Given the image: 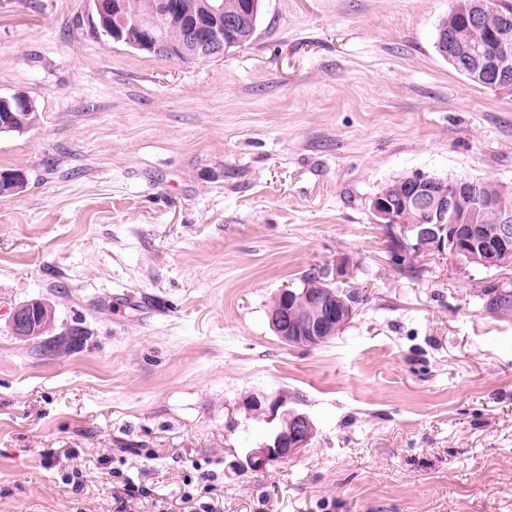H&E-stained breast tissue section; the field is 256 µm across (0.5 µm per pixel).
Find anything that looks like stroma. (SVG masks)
Here are the masks:
<instances>
[{
    "label": "stroma",
    "instance_id": "obj_1",
    "mask_svg": "<svg viewBox=\"0 0 512 512\" xmlns=\"http://www.w3.org/2000/svg\"><path fill=\"white\" fill-rule=\"evenodd\" d=\"M454 0H263L249 44L170 62L90 32L88 0H0V97L40 121L0 133V512H512V317L480 291L512 266L412 255L371 210L413 174L512 186V91L435 50ZM365 304L315 348L267 316L315 265ZM56 309L80 346L43 354L16 307ZM284 396L316 433L232 463ZM40 301L33 300L18 306L11 316V331L20 339L32 337L38 330L36 321L39 317Z\"/></svg>",
    "mask_w": 512,
    "mask_h": 512
}]
</instances>
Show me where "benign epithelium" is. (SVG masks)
I'll return each mask as SVG.
<instances>
[{"label": "benign epithelium", "instance_id": "7a95c632", "mask_svg": "<svg viewBox=\"0 0 512 512\" xmlns=\"http://www.w3.org/2000/svg\"><path fill=\"white\" fill-rule=\"evenodd\" d=\"M126 0H113L112 13L118 21L112 24V41L144 50L160 58L178 60H207L224 55L233 45L229 35L239 29L244 17L224 13V0H211L204 5L201 15L188 20L181 13L167 16L177 19L182 36L179 44L169 43L157 34V21L152 16H134L125 19ZM491 9L489 0H475L474 4H460L467 25L481 28ZM512 20L507 18L500 27L498 49L484 55L461 31L448 34V57L457 67L473 73L489 86L512 89L509 79V46L512 42ZM408 191L391 203L387 193L372 198L371 209L387 225L398 226L410 232L413 242L407 252L421 250L449 252L455 257H466L464 263L485 267L504 265L502 257L512 254V210L501 209L498 224L487 229L465 218L466 210L486 205L483 189L465 178L444 185L433 178L416 175L408 178ZM37 300L18 306L11 316V331L20 339L32 337L37 331L39 317ZM352 310L340 309L336 298L320 290H304L300 296L283 289L275 296V305L268 311L269 323L279 339L287 345L317 347L337 330L347 325ZM249 407L268 420L279 419L272 436L257 448L246 450L244 458L233 462L239 471L261 470L275 462L286 461L308 447L315 434L310 417L288 407L281 396L270 399L254 397Z\"/></svg>", "mask_w": 512, "mask_h": 512}]
</instances>
